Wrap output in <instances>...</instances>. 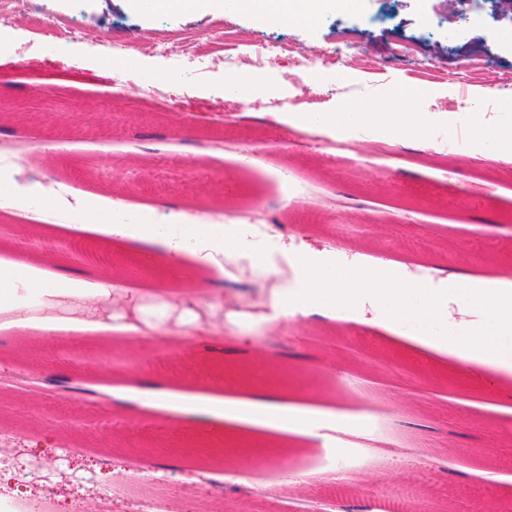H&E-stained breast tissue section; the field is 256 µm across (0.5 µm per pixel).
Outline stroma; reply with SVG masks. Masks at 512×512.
Instances as JSON below:
<instances>
[{"label": "stroma", "mask_w": 512, "mask_h": 512, "mask_svg": "<svg viewBox=\"0 0 512 512\" xmlns=\"http://www.w3.org/2000/svg\"><path fill=\"white\" fill-rule=\"evenodd\" d=\"M355 0L312 24L272 25L246 7L131 12L127 0H0V144H28L0 196L25 186L44 189L26 210L0 209V259L67 272L82 282L111 278L112 297L90 310L107 324L87 333L60 313L63 328L0 330V370L25 369L48 391L0 392V443L18 456L0 463V486L45 487L41 469L65 477L53 491L61 507L76 497L125 482L113 512H137L149 485L191 481L200 464L231 465L219 494L228 507L277 512H374L388 492H407L418 512H471L479 501L512 512V376L492 388L464 375L448 354L359 324L323 318H277L278 298L305 299L286 277L242 268L208 282L190 263L174 268L142 243L117 246L105 229L114 206L138 223L163 214L179 233L184 215L197 223L239 221L257 214L279 230L226 244L227 254L266 251L285 259L299 239L336 246L349 265L378 259L412 275L435 268L483 276L512 268V179L482 175L469 162L449 164L417 144L395 146L384 168L366 165L361 134L431 116L433 134L479 128L512 130V92L497 86L512 75V14L490 0ZM356 35L359 54L348 70L355 94L337 90L327 61L336 30ZM231 32L241 52L274 48L260 68L241 66L248 82L230 86L224 57L209 40ZM403 40L420 41L436 65L418 93L421 60L403 59ZM123 56L106 63L112 43ZM314 50L326 61L297 64ZM474 54L491 70L476 82L449 80L459 57ZM165 76L155 86V76ZM55 92L54 111L30 118L38 88ZM394 113L362 114L367 102L394 91ZM168 107H160L156 92ZM288 112L309 113L323 137L350 133L349 151L292 149ZM343 112V127L324 124ZM70 223L87 232L68 233ZM40 246L22 250L21 242ZM183 345L157 358L153 345L127 339L130 316ZM280 386L287 404L347 413L383 433L384 447L355 448L364 485H330L332 458L319 438L293 437L243 424L201 430L163 410L137 407L141 388L168 383L183 395L244 399L257 376ZM125 398H112L111 389ZM72 454L63 455L64 446Z\"/></svg>", "instance_id": "1"}]
</instances>
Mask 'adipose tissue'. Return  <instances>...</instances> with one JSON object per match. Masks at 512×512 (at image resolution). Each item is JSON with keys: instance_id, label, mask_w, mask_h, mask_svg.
I'll return each instance as SVG.
<instances>
[{"instance_id": "obj_1", "label": "adipose tissue", "mask_w": 512, "mask_h": 512, "mask_svg": "<svg viewBox=\"0 0 512 512\" xmlns=\"http://www.w3.org/2000/svg\"><path fill=\"white\" fill-rule=\"evenodd\" d=\"M328 0H247L248 7L266 23L285 18L312 21L320 16ZM233 223L196 226L186 219L180 234L164 236L155 224L115 222L111 234L116 240L139 239L151 248H162L171 266H179L184 257H192L203 265L215 262L224 244L239 233ZM301 282L309 288V298L302 305L280 299L276 306L283 317L319 316L344 323L361 324L395 336H409L414 325L427 322L448 329V350L461 359L468 373L495 383L498 373H512V272L501 270L496 276L477 280L451 272L434 278L410 276L392 262L379 260L371 268L348 276L333 251L299 249L294 257ZM440 280L443 291L432 289ZM68 273L55 272L43 280L47 294L62 299L73 309L92 307L100 299L111 296L112 282L98 280L92 292L81 293L71 288ZM373 295L383 307L377 316L366 317L359 307L362 296ZM253 409L254 424L284 434L316 436L318 431L340 430L353 433L354 428L344 414L321 412L283 403L273 387L254 392L245 402Z\"/></svg>"}]
</instances>
